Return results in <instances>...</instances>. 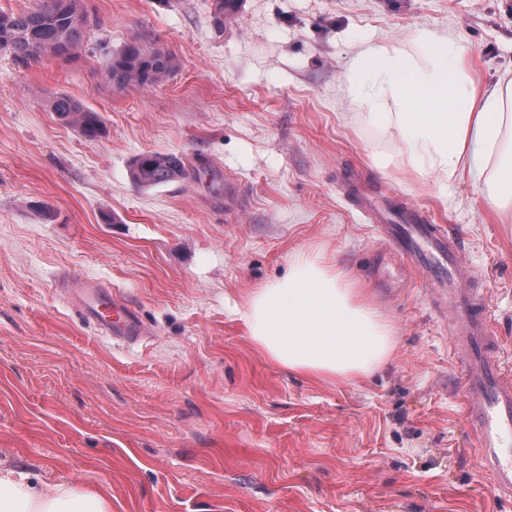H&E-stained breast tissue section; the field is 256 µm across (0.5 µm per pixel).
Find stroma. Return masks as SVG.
Masks as SVG:
<instances>
[{
    "label": "stroma",
    "instance_id": "35a3bbf8",
    "mask_svg": "<svg viewBox=\"0 0 512 512\" xmlns=\"http://www.w3.org/2000/svg\"><path fill=\"white\" fill-rule=\"evenodd\" d=\"M81 59L22 67L0 54V467L101 492L112 512H512L491 492L460 398L448 325L418 275L388 259L363 209L390 202L445 224L477 273L512 367V208L468 179L435 182L383 97L348 90L372 44L424 54L446 32L480 83L512 78V0H85ZM158 39L177 69L113 88L102 59ZM98 112L89 141L49 109ZM146 152L183 156L188 179L140 188ZM242 190L225 216L224 183ZM323 252L392 324L389 360L352 382L270 361L241 310L296 256ZM127 297L147 334H100L70 277Z\"/></svg>",
    "mask_w": 512,
    "mask_h": 512
}]
</instances>
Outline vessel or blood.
Returning a JSON list of instances; mask_svg holds the SVG:
<instances>
[{"label":"vessel or blood","instance_id":"b4317fda","mask_svg":"<svg viewBox=\"0 0 512 512\" xmlns=\"http://www.w3.org/2000/svg\"><path fill=\"white\" fill-rule=\"evenodd\" d=\"M384 230L402 268L422 274L427 287L444 295L451 312L450 332L455 344L464 350L460 369L466 419L500 498L511 501L512 369L491 354L487 305L481 295L461 287L455 239L428 212H406L403 223L385 225ZM74 298L100 333L124 341L142 336L135 309L120 295L81 282Z\"/></svg>","mask_w":512,"mask_h":512}]
</instances>
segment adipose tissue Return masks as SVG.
<instances>
[{"label":"adipose tissue","mask_w":512,"mask_h":512,"mask_svg":"<svg viewBox=\"0 0 512 512\" xmlns=\"http://www.w3.org/2000/svg\"><path fill=\"white\" fill-rule=\"evenodd\" d=\"M426 61L386 46L361 52L347 69L352 86L374 77L390 111L379 121L413 136L438 180L469 172L472 191L499 211L512 205V174L489 169L512 127V79L475 85L464 54L447 36L426 32ZM242 318L272 362L310 380L337 383L368 376L394 346L391 323L364 289L345 281L323 255L299 256L280 281L254 289ZM0 512H111L103 494L66 483L45 491L31 476L0 471Z\"/></svg>","instance_id":"ef3b65f1"}]
</instances>
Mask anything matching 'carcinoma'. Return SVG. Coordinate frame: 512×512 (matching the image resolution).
<instances>
[{
    "label": "carcinoma",
    "mask_w": 512,
    "mask_h": 512,
    "mask_svg": "<svg viewBox=\"0 0 512 512\" xmlns=\"http://www.w3.org/2000/svg\"><path fill=\"white\" fill-rule=\"evenodd\" d=\"M87 10L83 0H36L33 8L19 13L0 12V54L29 67L40 63L51 51L61 60L81 58L89 41L90 22L81 20ZM175 67L174 57L159 44L148 46L134 36L123 47L105 57L100 70L116 88L153 87ZM50 108L65 123L92 141L101 137L103 124L98 113L68 97L55 98ZM190 170L183 158L171 153L147 152L135 159L130 169L132 182L151 188L184 179Z\"/></svg>",
    "instance_id": "1"
}]
</instances>
